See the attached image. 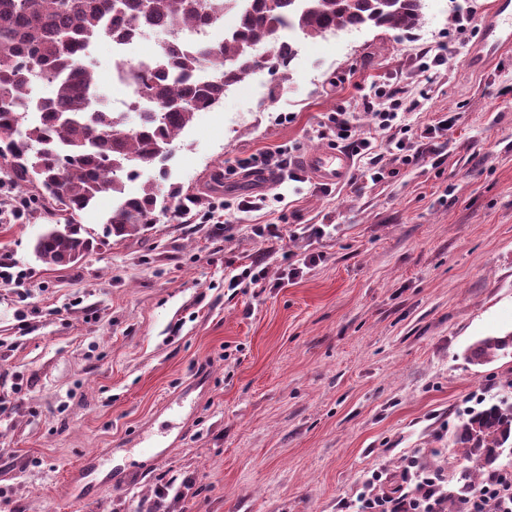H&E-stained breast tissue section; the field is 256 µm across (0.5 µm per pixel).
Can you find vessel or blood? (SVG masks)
I'll use <instances>...</instances> for the list:
<instances>
[{
  "label": "vessel or blood",
  "mask_w": 512,
  "mask_h": 512,
  "mask_svg": "<svg viewBox=\"0 0 512 512\" xmlns=\"http://www.w3.org/2000/svg\"><path fill=\"white\" fill-rule=\"evenodd\" d=\"M512 48V0H493L491 11L481 28L470 61L473 67H483L504 50ZM302 167L317 181L332 185L344 180L352 170V158L345 151L334 147L306 154ZM140 443V458L126 466L106 468L104 456L92 453L85 456L70 477L72 487L85 491L98 486L130 487L137 484L156 465L166 452L165 447L151 440L147 433L136 438Z\"/></svg>",
  "instance_id": "b4317fda"
}]
</instances>
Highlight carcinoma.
Returning a JSON list of instances; mask_svg holds the SVG:
<instances>
[{
    "label": "carcinoma",
    "instance_id": "obj_1",
    "mask_svg": "<svg viewBox=\"0 0 512 512\" xmlns=\"http://www.w3.org/2000/svg\"><path fill=\"white\" fill-rule=\"evenodd\" d=\"M243 2L151 0L146 9L143 0H0V168H7L19 191L34 188L39 199L67 214V227H49L37 237L35 252L43 263L68 266L93 247L77 217L101 192L119 199L106 222L108 237L145 230L162 197L181 208L195 203L181 185L169 182L171 156L159 147H172L197 112L221 104L227 85L258 67L276 73L289 66L298 48L291 39L279 42V32L316 38L361 26L412 30L424 6V0H252L222 40L184 44L186 31L215 23ZM158 31L167 35L163 63L125 64L127 79L143 87L152 104L138 113V125L100 105L88 111L96 86L83 49L106 36L128 42ZM262 46L266 55L252 53ZM40 74L54 88L36 100L32 87ZM146 167L157 175L126 195V181ZM508 356L512 332L484 337L470 352L477 363ZM454 442L474 479L448 493L451 505L476 490L478 480L504 470L502 456L512 454V401L469 410Z\"/></svg>",
    "mask_w": 512,
    "mask_h": 512
}]
</instances>
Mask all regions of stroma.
I'll return each instance as SVG.
<instances>
[{"label": "stroma", "instance_id": "stroma-1", "mask_svg": "<svg viewBox=\"0 0 512 512\" xmlns=\"http://www.w3.org/2000/svg\"><path fill=\"white\" fill-rule=\"evenodd\" d=\"M462 3L474 15L463 45ZM490 3L426 0L410 32L298 40L285 81L255 70L179 137L171 180L198 198L192 219L168 211L107 238L114 200L101 194L79 215L95 243L77 264L36 258L45 224L64 219L13 217L19 191L0 170V255L19 275L0 284V512H154L169 482L191 488L166 512H357L363 476L398 474L415 454L457 480L465 413L512 396L511 357L468 359L480 337L512 331V51L469 62ZM439 44L453 54L422 70L418 50ZM385 85L419 99L411 128L456 115L442 155L376 184L356 170L329 187L228 174L279 147L297 159L330 146L319 126L339 108L386 150L399 129H374L363 107ZM258 192L269 207H232L228 228L195 218ZM255 224L281 225L284 240ZM285 249L319 259L281 284ZM256 266L262 284L229 287ZM198 377L184 437L137 486L65 489L89 452L147 423L166 430L163 403Z\"/></svg>", "mask_w": 512, "mask_h": 512}]
</instances>
